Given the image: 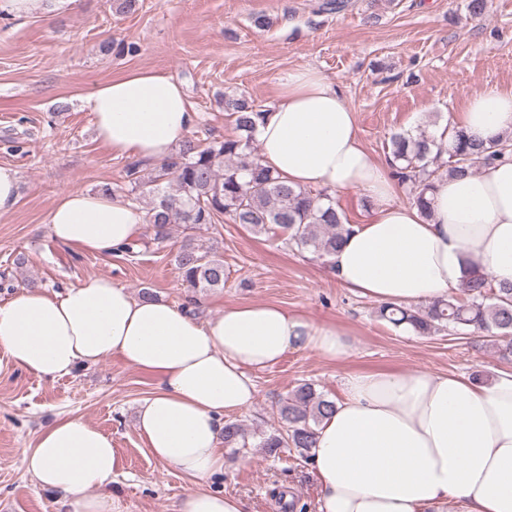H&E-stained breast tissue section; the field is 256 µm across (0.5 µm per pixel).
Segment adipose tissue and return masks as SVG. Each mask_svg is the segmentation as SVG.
Instances as JSON below:
<instances>
[{
    "label": "adipose tissue",
    "instance_id": "1",
    "mask_svg": "<svg viewBox=\"0 0 512 512\" xmlns=\"http://www.w3.org/2000/svg\"><path fill=\"white\" fill-rule=\"evenodd\" d=\"M278 89L257 129L261 165L289 185L355 190L368 204L369 217L330 258L341 286L383 304L447 298L475 270L512 285V155L436 179L425 218L399 200L390 168L370 157L353 109L325 75L293 69ZM82 102L98 142L150 164L168 158L195 120L182 84L157 70L112 78ZM456 123L483 141L512 134V89H486ZM144 223V211L124 199L85 190L61 197L48 218L54 240L100 255L138 238ZM348 348L334 324L280 305L238 304L201 322L99 276L0 306V351L20 370L57 379L116 356L155 378L137 426L150 454L191 483L178 512H244L240 498L211 482L224 476L227 416L255 400L254 372L291 350L333 360ZM311 455L318 512H512V372L487 383L423 370L349 373ZM22 459L66 512H118L104 491L112 439L83 419L48 424Z\"/></svg>",
    "mask_w": 512,
    "mask_h": 512
}]
</instances>
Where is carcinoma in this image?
<instances>
[{
    "label": "carcinoma",
    "instance_id": "1",
    "mask_svg": "<svg viewBox=\"0 0 512 512\" xmlns=\"http://www.w3.org/2000/svg\"><path fill=\"white\" fill-rule=\"evenodd\" d=\"M234 126L230 136L188 137L162 164L145 176L143 163L126 167L128 197L147 204V223L155 239L165 240L172 224L195 227L217 224L229 218L252 234L280 235L321 258H329L349 231L347 218L325 191L296 189L262 166L254 154L257 126L268 109L245 93L218 95ZM448 138L425 131L397 133L390 138L389 163L401 184L414 187L413 203L428 217L426 197L432 181L444 175L474 171L481 162L493 161L512 146V135L489 141L476 140L458 126L446 127ZM184 282L200 292L224 287V260L212 249L187 240L174 257ZM378 317L395 325H408L418 335H430L445 327L481 333L504 358L512 357V286L495 287L484 272L473 273L460 295L430 305L411 307L381 305ZM335 408V401L316 392L309 383L291 390L281 403V426L257 444L273 453L296 448L308 455L316 429ZM248 432L243 424L224 425V447L244 448Z\"/></svg>",
    "mask_w": 512,
    "mask_h": 512
}]
</instances>
